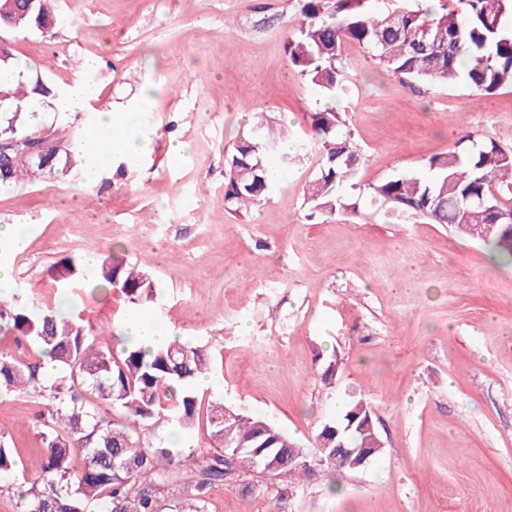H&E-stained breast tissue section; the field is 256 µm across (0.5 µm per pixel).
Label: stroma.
Segmentation results:
<instances>
[{"label": "stroma", "instance_id": "35a3bbf8", "mask_svg": "<svg viewBox=\"0 0 512 512\" xmlns=\"http://www.w3.org/2000/svg\"><path fill=\"white\" fill-rule=\"evenodd\" d=\"M299 0H55L45 31H0L47 90L31 121L54 143L88 135L99 112L140 113L145 150L84 185L81 170L0 191V225L25 229L10 255L11 288L54 307L50 268L87 253L146 264L156 290L131 304L85 280L69 290L75 315L121 331L140 310L203 347L213 384L200 392L271 421L304 447L337 402L364 397L384 444L365 468L314 481L292 512H512V268L447 226L408 216L310 217L306 185L318 154L287 170L251 214L224 208V159L251 110L274 113L296 138L321 105L284 44ZM96 60L87 68V60ZM336 108L361 145L360 187L419 174L462 126L512 151V86L491 96L461 83L416 85L357 45ZM83 83L94 97L69 117L53 93ZM180 141L179 156L169 152ZM337 360L333 385L322 374ZM44 400H0V433L33 468L47 431Z\"/></svg>", "mask_w": 512, "mask_h": 512}]
</instances>
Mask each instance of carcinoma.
I'll return each mask as SVG.
<instances>
[{"mask_svg": "<svg viewBox=\"0 0 512 512\" xmlns=\"http://www.w3.org/2000/svg\"><path fill=\"white\" fill-rule=\"evenodd\" d=\"M367 0H302L285 51L290 64L318 94L332 101L345 92L348 76L341 65L343 48L356 43L387 72L412 84L463 82L481 96L512 85V0H460L461 11L442 4L426 10L403 7L372 11ZM50 0H34L26 14H12L0 0V15L14 19L13 29L32 30L52 20ZM33 105L24 82L0 93V143L28 139L21 115ZM311 140L285 149L288 128L267 112L240 132L224 163V209L241 213L270 190L271 167L288 169L314 147L319 173L305 201L327 218L355 209L343 188H358L363 154L344 119L333 108L312 114ZM12 163L0 175V187L32 182L45 172L83 167L89 157L58 154L48 163L10 151ZM512 193V152L487 139L474 140L459 128L453 149L427 159L421 174H398L364 191L369 204L392 222L419 215L446 224L464 239H475L481 224L495 228L479 242L501 266H512V226L498 191ZM84 270L62 261L54 280L66 290ZM102 288L120 290L131 303L150 296L155 284L139 264L109 254L94 275ZM26 336L37 355L57 363L53 382L39 376V365L17 359L0 347V399L24 391L47 400L45 417L55 433L44 435L46 451L37 478L19 493L17 512H209L216 486L246 493L250 473L264 467L278 476L273 484L274 512H288V490H299L325 474L353 471L336 453L339 437L352 449L373 448L379 434L365 417L373 414L361 397L352 396L343 412L325 421L315 436L310 466L288 463V435L271 422L212 403L207 412L212 447L205 457L195 449L169 444L171 432H191L199 414L197 380L208 374L210 356L200 346L176 338L150 353L126 341L114 350L107 336L82 319L14 293L0 299V337ZM18 466L12 448L0 440V472Z\"/></svg>", "mask_w": 512, "mask_h": 512, "instance_id": "obj_1", "label": "carcinoma"}]
</instances>
